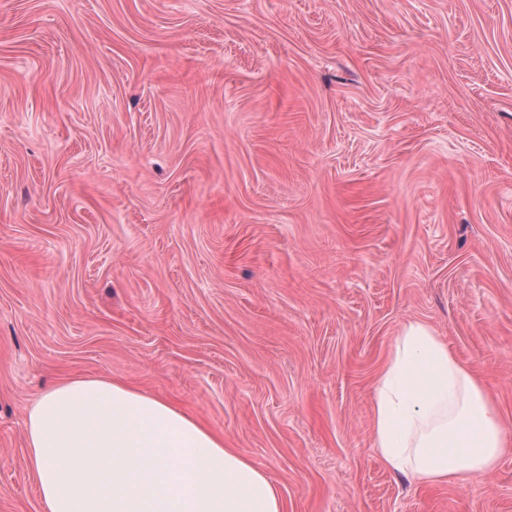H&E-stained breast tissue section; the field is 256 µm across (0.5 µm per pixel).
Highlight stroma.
<instances>
[{
    "instance_id": "35a3bbf8",
    "label": "stroma",
    "mask_w": 512,
    "mask_h": 512,
    "mask_svg": "<svg viewBox=\"0 0 512 512\" xmlns=\"http://www.w3.org/2000/svg\"><path fill=\"white\" fill-rule=\"evenodd\" d=\"M419 320L512 428V0H0V512L25 419L119 379L284 512H512V447L412 485L372 383Z\"/></svg>"
}]
</instances>
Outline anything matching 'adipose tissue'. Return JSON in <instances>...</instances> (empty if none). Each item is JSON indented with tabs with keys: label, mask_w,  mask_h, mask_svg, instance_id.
I'll return each mask as SVG.
<instances>
[{
	"label": "adipose tissue",
	"mask_w": 512,
	"mask_h": 512,
	"mask_svg": "<svg viewBox=\"0 0 512 512\" xmlns=\"http://www.w3.org/2000/svg\"><path fill=\"white\" fill-rule=\"evenodd\" d=\"M372 445L415 484L492 471L508 431L476 373L426 323H404L372 387ZM46 512H283L275 482L223 437L120 381L62 380L26 416Z\"/></svg>",
	"instance_id": "obj_1"
}]
</instances>
